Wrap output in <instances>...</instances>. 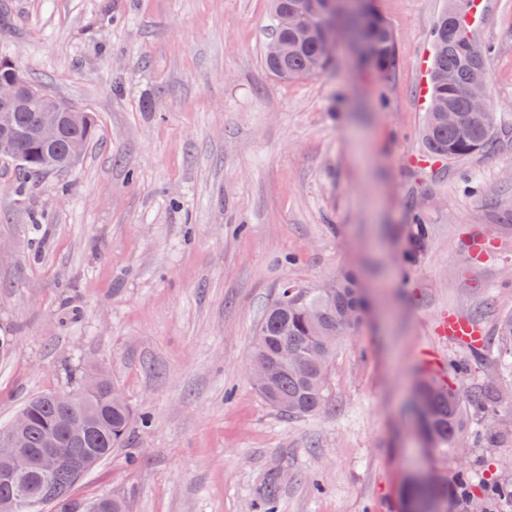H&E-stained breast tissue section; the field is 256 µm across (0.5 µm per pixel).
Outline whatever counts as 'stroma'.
<instances>
[{
    "mask_svg": "<svg viewBox=\"0 0 512 512\" xmlns=\"http://www.w3.org/2000/svg\"><path fill=\"white\" fill-rule=\"evenodd\" d=\"M489 94L512 128V0H481ZM451 0H379L395 67L346 47L321 75L265 67L269 0H0V56L98 134L73 170L14 192L0 160V428L31 396L107 374L134 423L74 488L133 512H402L422 471L489 481L512 439L444 453L413 427L416 367L465 355L440 325L512 311V143L430 164L429 33ZM430 248L402 260L410 210ZM47 214L48 224L32 220ZM356 268L370 308L336 350L331 398L290 419L247 358L287 283Z\"/></svg>",
    "mask_w": 512,
    "mask_h": 512,
    "instance_id": "35a3bbf8",
    "label": "stroma"
}]
</instances>
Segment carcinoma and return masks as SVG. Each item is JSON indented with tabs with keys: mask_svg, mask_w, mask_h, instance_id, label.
<instances>
[{
	"mask_svg": "<svg viewBox=\"0 0 512 512\" xmlns=\"http://www.w3.org/2000/svg\"><path fill=\"white\" fill-rule=\"evenodd\" d=\"M270 5L271 35L278 37L283 45L282 72L269 63L266 67L280 79L325 72L330 61L322 56L320 25L333 17L341 22L358 11L366 15L363 35L370 45L367 64L383 72L395 66L396 35L372 0H345L336 5L334 14L323 11L322 0H270ZM290 6L301 8L302 20L309 29L304 41L296 40L291 32L275 28L279 12ZM431 39L437 42V49L432 54L428 111L422 128L427 157L446 162L493 149L497 133L493 107L485 112L466 111L464 87L475 72L488 75L486 52L468 30L466 6L444 12L433 28ZM438 106L461 112L465 126L448 125V120L436 111ZM39 117L40 112L33 107L14 113L15 127L23 132L15 143L21 160L16 162L20 178L14 190L20 196L38 186L46 174L42 163L45 147L30 136ZM97 130L96 116L84 110L72 129L71 138L82 141L86 149ZM413 221L405 252V262L409 265L430 244L428 225L418 214ZM367 306L358 278L350 270L336 275L322 287L290 283L280 288L256 329L251 351L252 356L271 367L269 382L257 387L262 399L289 418L313 415L324 408L330 397V372L337 345L359 325ZM284 347L288 348L286 358L281 356ZM474 354L488 362L496 375L512 369V312L499 317L493 335L485 337L483 347ZM468 368L470 364L465 360L452 362L443 373L424 372L418 382L417 399L423 411L416 418L422 437L433 448H457L465 436L473 444L479 441L492 444L509 431V426L497 421L496 409L506 393L512 394V387L505 392L489 384H466ZM472 408L484 413L474 431L468 429V411ZM24 410L27 449L34 457L46 447L45 440L50 437L52 447L63 449L67 458L80 460L96 448V461L100 462L112 449L124 446L133 421L124 398L112 393L109 380L84 402L65 406L50 392L30 399ZM77 413L86 414L91 422V433L82 437L71 435L66 428L67 421ZM22 480L36 498L42 499L40 510L50 505L55 512H93L99 506L95 500L77 506L68 497L43 498L42 474L37 469L24 474ZM456 485L471 505L485 501L490 493L512 497V478L496 477L487 487L477 486L471 483L469 474L461 472Z\"/></svg>",
	"mask_w": 512,
	"mask_h": 512,
	"instance_id": "carcinoma-1",
	"label": "carcinoma"
}]
</instances>
